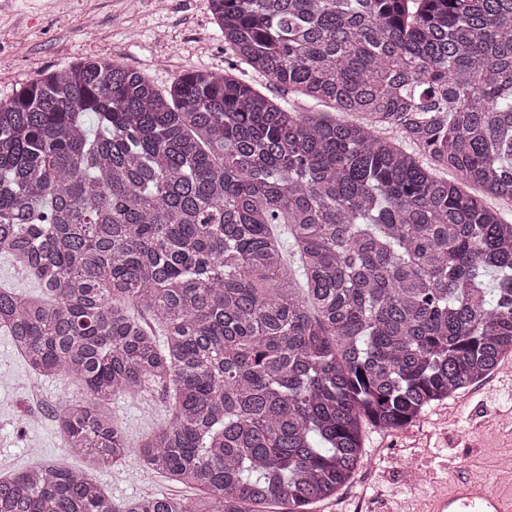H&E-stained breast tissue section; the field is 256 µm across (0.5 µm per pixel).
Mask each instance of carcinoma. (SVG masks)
I'll list each match as a JSON object with an SVG mask.
<instances>
[{
	"label": "carcinoma",
	"instance_id": "obj_1",
	"mask_svg": "<svg viewBox=\"0 0 512 512\" xmlns=\"http://www.w3.org/2000/svg\"><path fill=\"white\" fill-rule=\"evenodd\" d=\"M210 10L222 72L160 90L89 58L0 100V253L41 290L0 287V330L80 385L71 452L197 497L116 507L45 461L0 475V512H310L367 427L512 357V223L465 191L512 202V0ZM153 388L171 418L132 447L103 405Z\"/></svg>",
	"mask_w": 512,
	"mask_h": 512
}]
</instances>
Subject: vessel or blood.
Listing matches in <instances>:
<instances>
[{
    "label": "vessel or blood",
    "instance_id": "b4317fda",
    "mask_svg": "<svg viewBox=\"0 0 512 512\" xmlns=\"http://www.w3.org/2000/svg\"><path fill=\"white\" fill-rule=\"evenodd\" d=\"M428 504V512H512V493L497 492L483 478H457L448 491L432 495Z\"/></svg>",
    "mask_w": 512,
    "mask_h": 512
}]
</instances>
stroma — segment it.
Segmentation results:
<instances>
[{
  "instance_id": "1",
  "label": "stroma",
  "mask_w": 512,
  "mask_h": 512,
  "mask_svg": "<svg viewBox=\"0 0 512 512\" xmlns=\"http://www.w3.org/2000/svg\"><path fill=\"white\" fill-rule=\"evenodd\" d=\"M106 56L141 71L159 89L186 70H221L230 58L212 21L209 0H0V98L37 75L80 59ZM65 379L36 378L0 330V474L53 460L89 470L113 501L132 496L193 497L187 487L156 476L143 478L136 458L88 469L71 454L56 417L77 396ZM113 418L129 444L169 420L162 389L111 401ZM512 416V359L465 393L435 405L419 421L392 432L366 429L365 460L351 487L316 512H405L448 485L449 476H482L497 456H512V433L487 425Z\"/></svg>"
}]
</instances>
